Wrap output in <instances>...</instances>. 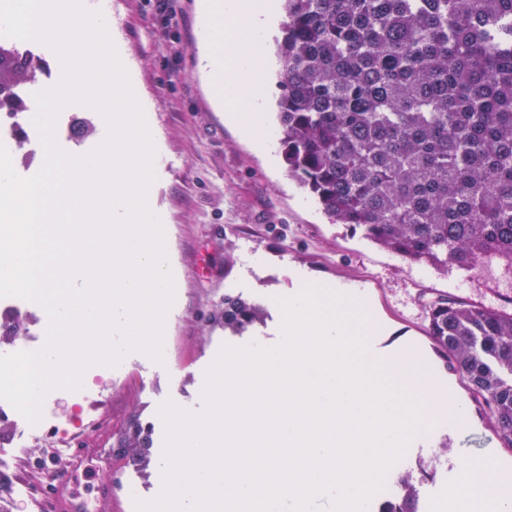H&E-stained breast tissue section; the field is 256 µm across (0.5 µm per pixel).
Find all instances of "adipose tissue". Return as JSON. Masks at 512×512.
Wrapping results in <instances>:
<instances>
[{"label":"adipose tissue","mask_w":512,"mask_h":512,"mask_svg":"<svg viewBox=\"0 0 512 512\" xmlns=\"http://www.w3.org/2000/svg\"><path fill=\"white\" fill-rule=\"evenodd\" d=\"M196 13L213 31L199 66L220 80L217 97L224 103L225 122L249 137L257 151L271 155L265 42L274 26L276 0H198ZM463 469L465 476L452 491L459 512H512V503L494 494L489 464L467 462Z\"/></svg>","instance_id":"ef3b65f1"}]
</instances>
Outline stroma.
<instances>
[{
    "instance_id": "35a3bbf8",
    "label": "stroma",
    "mask_w": 512,
    "mask_h": 512,
    "mask_svg": "<svg viewBox=\"0 0 512 512\" xmlns=\"http://www.w3.org/2000/svg\"><path fill=\"white\" fill-rule=\"evenodd\" d=\"M196 3L176 0L177 14L165 26L157 0H112V27L136 68L137 91L152 108L161 144L152 160L150 199L165 215L164 243L178 275L176 300L165 316L166 355L157 362L145 353L127 352V369L113 375L103 367H87L81 381L95 385L94 398L77 404L68 390H56L46 402L47 420L108 448L128 418L154 422L166 402L202 412L206 372L221 348L278 344L283 313L277 297L305 280L362 291L373 339L396 349L419 339L437 377L452 378L453 389L466 392L449 363L427 345V304L447 298L512 313V270L492 258L469 272L444 273L408 263L352 226L331 223L289 177L283 159L268 161L214 110V89L198 67ZM83 118L95 124L97 137L81 138L70 130L57 141L73 156L89 154L107 135L100 115L72 105L68 123ZM228 294L264 305L263 324L241 336L212 325L209 311ZM471 411L478 427L440 431L448 442L447 456H439L433 446L408 444L383 480L393 495L401 493L393 478L409 474L418 491L417 512H448L446 463L512 460V448L498 440L482 406L472 403ZM103 415L110 426L88 431L89 422ZM4 444L10 445L13 461L0 472V512H15L17 491L43 484L46 470L14 432L0 436Z\"/></svg>"
}]
</instances>
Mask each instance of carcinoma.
Instances as JSON below:
<instances>
[{
  "mask_svg": "<svg viewBox=\"0 0 512 512\" xmlns=\"http://www.w3.org/2000/svg\"><path fill=\"white\" fill-rule=\"evenodd\" d=\"M273 40L275 119L288 175L334 224L412 263L512 268V0H281ZM35 60L0 39V112L40 81ZM428 335L512 447V313L436 300ZM264 309L225 295L211 314L235 335ZM16 312L0 318L10 342ZM153 447L133 417L112 436L128 462ZM388 512H416L411 478Z\"/></svg>",
  "mask_w": 512,
  "mask_h": 512,
  "instance_id": "cac0c4a2",
  "label": "carcinoma"
}]
</instances>
